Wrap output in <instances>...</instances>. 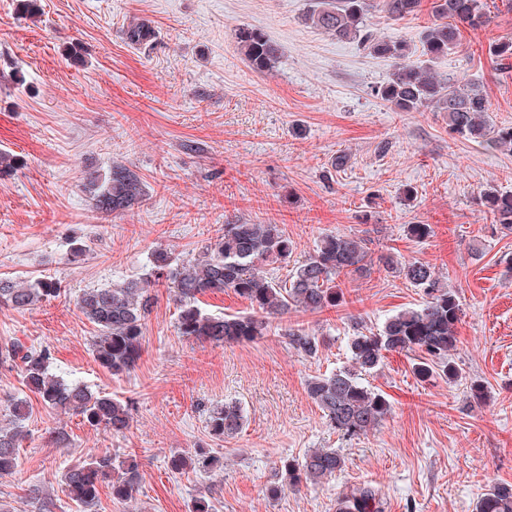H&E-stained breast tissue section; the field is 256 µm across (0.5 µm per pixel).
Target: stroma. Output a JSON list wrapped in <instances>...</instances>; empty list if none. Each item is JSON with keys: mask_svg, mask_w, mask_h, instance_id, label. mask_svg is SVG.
Returning a JSON list of instances; mask_svg holds the SVG:
<instances>
[{"mask_svg": "<svg viewBox=\"0 0 512 512\" xmlns=\"http://www.w3.org/2000/svg\"><path fill=\"white\" fill-rule=\"evenodd\" d=\"M491 22L463 30L439 74L479 85L490 119L512 124V73L494 70L487 49L512 37V0H487ZM309 0H40L23 15L0 0V153L17 161L0 176V278L60 280L59 295L29 310L0 308V346H49L52 371L69 382L132 402L124 434L32 398L18 368L0 364V425L11 399L30 405L19 465L0 478V512H188L207 498L213 512H336L353 488L380 491L381 512H475L490 484L512 485V230L492 223L482 189L512 193V152L453 136L448 116L397 112L373 87L389 60L338 40L305 19ZM150 21L154 40L127 44L129 20ZM429 11L400 22L372 13L375 34L420 50ZM263 29L281 49L270 73L248 68L234 31ZM344 168H335L337 155ZM122 163L142 179L139 207L96 211L80 180L85 166ZM413 189L405 199L404 189ZM277 224L293 260L327 234L368 241L369 260L433 266L462 309L452 355L461 380L415 372V359L387 353L368 378L391 411L367 435L346 439L327 426L308 381L348 365L352 318L378 327L422 293L395 273L353 276L339 305L293 311L251 342L215 347L179 336L168 288L154 290L144 349L115 378L92 356L95 326L77 309L82 289L143 278L158 247L198 255L234 221ZM429 225L427 238L407 235ZM81 243V261L68 260ZM319 336L316 357L298 353L285 329ZM486 398L473 400L471 381ZM240 402L241 431L212 438L209 408ZM204 446L213 471L175 472L170 459ZM333 448L342 471L318 484L266 489L284 458ZM116 454L139 472L135 498L101 488L78 506L66 470Z\"/></svg>", "mask_w": 512, "mask_h": 512, "instance_id": "1", "label": "stroma"}]
</instances>
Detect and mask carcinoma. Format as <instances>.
Masks as SVG:
<instances>
[{"label": "carcinoma", "mask_w": 512, "mask_h": 512, "mask_svg": "<svg viewBox=\"0 0 512 512\" xmlns=\"http://www.w3.org/2000/svg\"><path fill=\"white\" fill-rule=\"evenodd\" d=\"M423 0H312L306 20L315 28L340 40H355L372 55L392 60L386 82L374 88L376 97L397 112H419L432 108L448 113V130L465 140L492 150L512 152V126L497 127L491 121V105L475 84H461L443 77L430 65L410 60L408 47L399 41L377 36L368 29L366 18L378 9L393 22L414 17ZM432 20L421 32L422 55L430 64L445 58L460 45L462 29L477 30L490 22L487 0H431ZM131 45L152 40L154 31L146 20L131 22L123 31ZM239 53L248 67L258 73L272 70L281 51L264 30L243 25L235 30ZM495 70L512 69V38H503L487 50ZM82 183L90 193L95 210L123 213L143 199L142 181L130 167L114 164L101 174L95 168L82 171ZM480 203L492 221L512 229V194L493 187L480 192ZM293 252L288 236L277 224L229 223L202 252L179 260L165 248L151 254L152 279L129 281L120 286L86 288L77 298L79 312L98 329L92 354L95 362L113 376L128 375L141 357L146 320L152 312V288L163 279L179 306V335L214 346L253 341L263 335L265 318L282 316L292 309L320 312L344 299L345 278L371 271L368 247L363 238L328 235L313 253L297 262L286 284L273 281L265 266L286 261ZM385 271L395 270L424 300L415 308L401 310L374 330L353 321L348 340L350 365L330 374L316 376L307 385L310 398L322 410L327 424L344 438H355L376 428L390 412L387 398L365 384L363 377L376 371L388 352L412 353L417 373L438 375L453 382L459 369L449 360L457 346V325L461 308L453 291L446 287L435 269L421 261L398 263L390 255L379 259ZM230 289L249 301L252 312L245 315H211L198 306V297ZM58 292L52 279L12 281L0 279V308L25 310ZM289 345L312 356L319 351V337L304 329L286 330ZM50 347L13 342L0 347V363L19 366L25 386L46 407L82 416L89 426L120 435L129 426L131 404L103 392H93L80 383L67 382L50 372ZM27 400H15L10 422L0 426V477L10 476L18 467L19 448L28 420ZM244 411L237 402H226L209 410L210 433L222 438L243 427ZM218 459L205 452L172 457L174 471L211 470ZM344 458L332 448L308 451L302 459H282L278 481L267 489L275 499L286 489L317 483L342 470ZM139 482L135 465L116 457H91L69 467L64 475L68 497L85 506L94 504L99 488L107 485L112 497L123 502L134 498ZM336 512H380L375 489H353L336 501ZM475 512H512V488L488 486L478 499Z\"/></svg>", "instance_id": "carcinoma-1"}]
</instances>
